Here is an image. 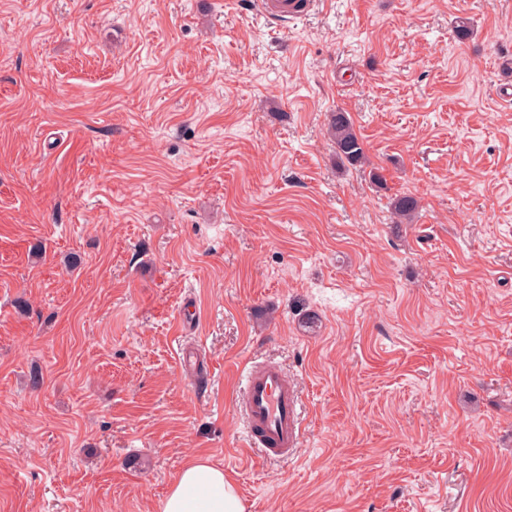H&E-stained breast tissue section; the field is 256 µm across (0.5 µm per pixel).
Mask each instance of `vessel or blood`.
Returning <instances> with one entry per match:
<instances>
[{"mask_svg":"<svg viewBox=\"0 0 512 512\" xmlns=\"http://www.w3.org/2000/svg\"><path fill=\"white\" fill-rule=\"evenodd\" d=\"M317 0H255L258 11L275 23L293 21L314 8ZM300 390L277 363L246 368L236 403L247 421V445L264 456L292 458L301 439Z\"/></svg>","mask_w":512,"mask_h":512,"instance_id":"b4317fda","label":"vessel or blood"}]
</instances>
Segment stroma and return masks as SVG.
Here are the masks:
<instances>
[{"instance_id": "obj_1", "label": "stroma", "mask_w": 512, "mask_h": 512, "mask_svg": "<svg viewBox=\"0 0 512 512\" xmlns=\"http://www.w3.org/2000/svg\"><path fill=\"white\" fill-rule=\"evenodd\" d=\"M508 59L512 0H0V512H158L198 457L247 512H512ZM255 7L269 21L275 23L293 21L306 15L318 3L317 0H256ZM327 133L334 144L338 159L352 166L364 161V142L355 131L352 120L347 112L341 110L330 112L327 122ZM391 213L396 224H401L403 221H412L418 208V201L409 195L399 196L394 198L391 203ZM300 390L277 363L246 368L236 403L247 421V445L264 456L291 459L301 439Z\"/></svg>"}]
</instances>
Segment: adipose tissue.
<instances>
[{
  "mask_svg": "<svg viewBox=\"0 0 512 512\" xmlns=\"http://www.w3.org/2000/svg\"><path fill=\"white\" fill-rule=\"evenodd\" d=\"M158 512H247V506L223 469L196 459L177 473Z\"/></svg>",
  "mask_w": 512,
  "mask_h": 512,
  "instance_id": "obj_1",
  "label": "adipose tissue"
}]
</instances>
